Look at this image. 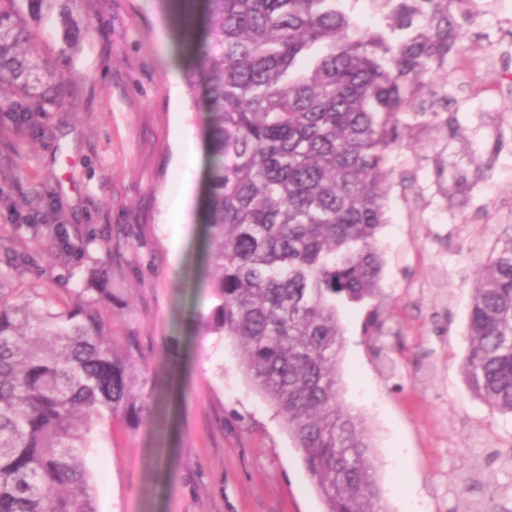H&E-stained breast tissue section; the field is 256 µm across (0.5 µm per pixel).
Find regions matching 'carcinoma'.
<instances>
[{
    "mask_svg": "<svg viewBox=\"0 0 512 512\" xmlns=\"http://www.w3.org/2000/svg\"><path fill=\"white\" fill-rule=\"evenodd\" d=\"M0 0V107L59 100L60 76L27 23ZM63 2V40L77 0ZM348 0H205L203 38L187 25L191 94L204 87L209 152L206 335L242 354L273 404L325 512H385L361 419L340 402L338 308L372 302L368 339L382 346L380 287L394 155L410 133L439 126L454 99L448 57L468 51L456 18L476 0H371L362 27ZM439 192L448 162L425 155ZM476 270L464 371L473 392L512 415V233ZM112 275L90 271L64 308L0 294V512H96L78 465L87 436L151 408L133 378V340L112 339ZM474 512H512V449L482 472Z\"/></svg>",
    "mask_w": 512,
    "mask_h": 512,
    "instance_id": "1",
    "label": "carcinoma"
}]
</instances>
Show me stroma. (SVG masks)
Segmentation results:
<instances>
[{
  "label": "stroma",
  "mask_w": 512,
  "mask_h": 512,
  "mask_svg": "<svg viewBox=\"0 0 512 512\" xmlns=\"http://www.w3.org/2000/svg\"><path fill=\"white\" fill-rule=\"evenodd\" d=\"M183 0H80L89 28L65 51L58 5L31 35L66 74L59 103L18 121L0 112V293L62 308L94 268L112 272L116 340L134 337L148 368L150 421L95 429L79 463L97 512H325L302 456L274 408L248 381L239 349L200 336L212 307L205 277L204 114L183 77ZM472 51L448 63L467 100L448 110L449 132L426 130L448 173L466 175L464 203L444 198L430 166L393 161L379 238L391 335L366 341L368 305L340 311L342 403L374 444L385 512H462L484 497L462 476L512 448V418L471 390L462 369L476 269L512 214V96L471 98L463 66L512 70V0H492L470 27ZM462 127L471 146L451 134ZM496 149L474 175L472 150ZM186 223L166 214L186 184Z\"/></svg>",
  "instance_id": "obj_1"
}]
</instances>
